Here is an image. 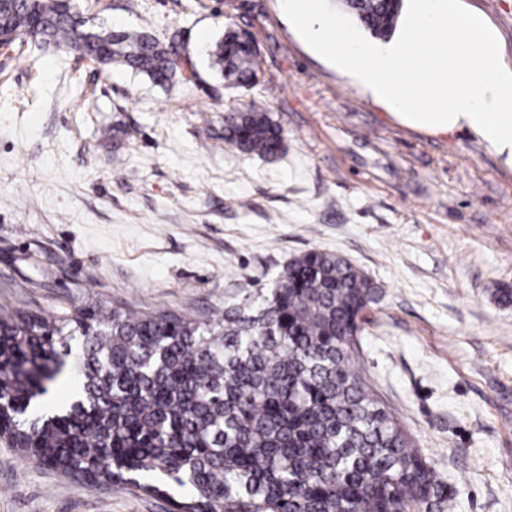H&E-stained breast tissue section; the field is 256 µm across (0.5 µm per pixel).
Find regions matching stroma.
<instances>
[{"label": "stroma", "mask_w": 512, "mask_h": 512, "mask_svg": "<svg viewBox=\"0 0 512 512\" xmlns=\"http://www.w3.org/2000/svg\"><path fill=\"white\" fill-rule=\"evenodd\" d=\"M116 31L180 34L195 85L102 69L64 46H0V307L169 309L204 319L317 249L362 269L357 368L447 486L452 512H512V168L469 131L396 118L289 24L282 0H78ZM512 64V0H462ZM260 81L210 67L227 27ZM265 101L276 159L224 143ZM0 512H171L84 488L0 439Z\"/></svg>", "instance_id": "stroma-1"}]
</instances>
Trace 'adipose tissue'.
Here are the masks:
<instances>
[{
	"label": "adipose tissue",
	"mask_w": 512,
	"mask_h": 512,
	"mask_svg": "<svg viewBox=\"0 0 512 512\" xmlns=\"http://www.w3.org/2000/svg\"><path fill=\"white\" fill-rule=\"evenodd\" d=\"M284 8L405 123L434 134L469 129L512 167V67L483 16L461 12L459 0H408L398 35L376 50L319 18L316 0H284Z\"/></svg>",
	"instance_id": "ef3b65f1"
}]
</instances>
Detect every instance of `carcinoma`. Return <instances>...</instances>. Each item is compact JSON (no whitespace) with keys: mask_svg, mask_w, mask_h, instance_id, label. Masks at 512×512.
<instances>
[{"mask_svg":"<svg viewBox=\"0 0 512 512\" xmlns=\"http://www.w3.org/2000/svg\"><path fill=\"white\" fill-rule=\"evenodd\" d=\"M375 38H390L404 0H341ZM10 44L63 43L103 66L164 86L195 84L163 41L114 32L76 0H0ZM247 31L217 41L212 67L257 85ZM224 142L275 157L280 129L256 101L224 115ZM205 320L160 310L77 308L48 319L0 311V435L19 453L87 486L188 493L174 512H447L448 494L355 366L366 274L310 250L269 288ZM74 400L44 396L66 363Z\"/></svg>","mask_w":512,"mask_h":512,"instance_id":"obj_1","label":"carcinoma"}]
</instances>
